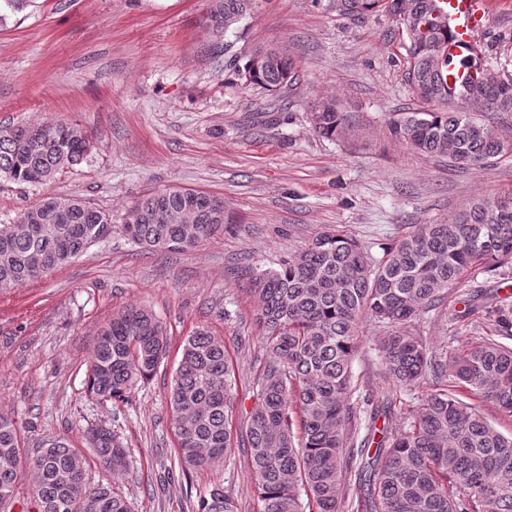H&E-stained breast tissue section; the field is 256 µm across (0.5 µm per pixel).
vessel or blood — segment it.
<instances>
[{
    "instance_id": "obj_1",
    "label": "vessel or blood",
    "mask_w": 512,
    "mask_h": 512,
    "mask_svg": "<svg viewBox=\"0 0 512 512\" xmlns=\"http://www.w3.org/2000/svg\"><path fill=\"white\" fill-rule=\"evenodd\" d=\"M443 9L452 34L448 43V71L451 78L460 80L469 77L473 70L471 62L480 53L474 34L487 21L486 4L484 0H445Z\"/></svg>"
}]
</instances>
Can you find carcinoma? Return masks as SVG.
<instances>
[{
  "label": "carcinoma",
  "mask_w": 512,
  "mask_h": 512,
  "mask_svg": "<svg viewBox=\"0 0 512 512\" xmlns=\"http://www.w3.org/2000/svg\"><path fill=\"white\" fill-rule=\"evenodd\" d=\"M342 15L383 9L397 17L407 8L430 18L426 34L437 44L435 57L418 50L419 35L402 30L408 44L407 81L428 110L396 114L390 134L416 152L467 169L509 154L508 138L481 118V111L512 112L509 61L492 68L476 59V76L449 84L448 25L438 0H336ZM255 0H208L209 48L220 57L231 44L224 15L249 17ZM276 65L252 74L250 85L277 91L297 79L283 49L270 48ZM474 88L472 106L449 107ZM314 132L339 135L346 123L335 102L312 106ZM90 149L77 126H0V180L45 184L81 164ZM186 187L147 195L130 210L128 239L151 251H190L224 232V222L201 214L188 227L157 214L182 213L196 205ZM14 230L0 224V293L62 268L95 245L93 230L112 216L78 198L47 196L20 211ZM512 263V196L481 197L448 218L422 224L372 257L357 240L325 231L307 248L283 259L276 269L250 271L258 324L266 331L267 361L258 379L257 402L245 438L248 468L261 512H342L345 489L361 494L349 512H512V435L495 429L479 405L458 398L455 388L492 402L512 414V308L485 310L492 336H481L444 356L431 352L421 336L405 330L417 317L436 310L473 266L495 272ZM372 319L386 334L379 350L386 381L398 393L429 378L435 390L409 411L407 424L388 434L376 427L382 409L357 395L352 362L362 342L360 324ZM167 338L162 322L145 306L131 305L102 328L87 368V388L100 402L123 401L159 368ZM237 380L224 340L199 331L188 337L172 380L170 412L176 427L178 463L184 474L224 462L234 447L230 424ZM299 408L294 423L293 406ZM300 433H295L294 426ZM364 437H359L361 428ZM381 438H376V434ZM45 454L27 458L15 419L0 413V507L12 501L19 476H33L36 512H132L109 484H91L87 461L60 436H49ZM88 442L105 470L127 468L126 448L105 427L88 432ZM456 495L448 496L447 487ZM197 512H234L223 493H199Z\"/></svg>",
  "instance_id": "carcinoma-1"
}]
</instances>
